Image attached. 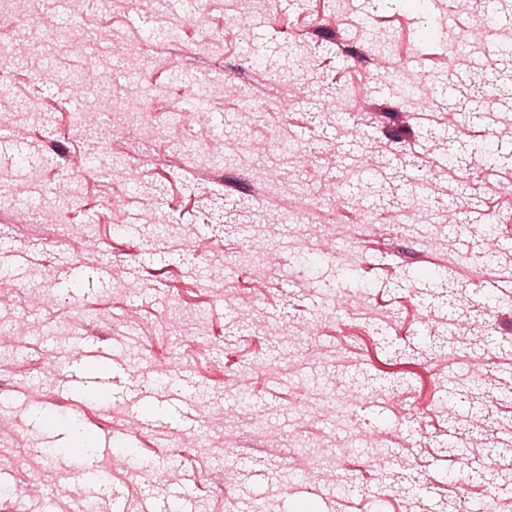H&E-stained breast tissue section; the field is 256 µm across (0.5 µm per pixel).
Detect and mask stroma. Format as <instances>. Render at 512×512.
I'll return each instance as SVG.
<instances>
[{
  "mask_svg": "<svg viewBox=\"0 0 512 512\" xmlns=\"http://www.w3.org/2000/svg\"><path fill=\"white\" fill-rule=\"evenodd\" d=\"M164 3L29 0L0 26V129L21 142L0 185V267L16 282L0 288V512H39L14 493L34 478L54 512L512 504V61L485 52L478 0H263L251 29L244 0H201L193 24ZM71 18L90 39L111 31V53L70 44ZM456 34L471 44L461 64ZM399 68L424 77L428 110L407 104ZM340 90L345 122L324 109ZM138 94L145 116H118ZM211 152L222 166L203 165ZM286 210L299 229L278 223ZM481 215L498 236L493 290L470 274ZM90 355L108 358L104 405L80 383ZM330 391L356 402L329 412ZM346 435L362 455H339ZM89 446L102 469L60 496Z\"/></svg>",
  "mask_w": 512,
  "mask_h": 512,
  "instance_id": "stroma-1",
  "label": "stroma"
}]
</instances>
